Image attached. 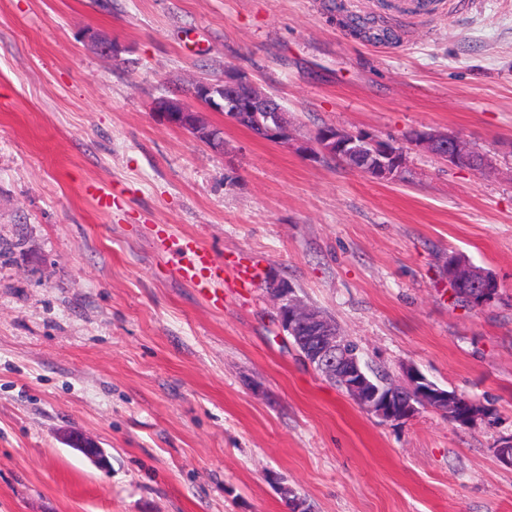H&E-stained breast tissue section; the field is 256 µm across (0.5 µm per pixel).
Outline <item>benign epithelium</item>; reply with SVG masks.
Segmentation results:
<instances>
[{
  "instance_id": "benign-epithelium-1",
  "label": "benign epithelium",
  "mask_w": 512,
  "mask_h": 512,
  "mask_svg": "<svg viewBox=\"0 0 512 512\" xmlns=\"http://www.w3.org/2000/svg\"><path fill=\"white\" fill-rule=\"evenodd\" d=\"M192 94L200 106H192L181 98H162L157 108L170 125L186 130L217 152L224 150V131L206 119L208 112H222L236 124L250 123L254 127L253 135L259 139L291 145L315 159H337L347 168L379 182L402 177L409 149L424 150L452 167L478 170L476 148L448 132L418 130L406 150L396 141L336 126L320 127L304 138L288 125L286 108L246 78L227 71L220 81L196 82ZM447 268L450 287L482 289V305L494 299L499 291L500 284L491 273L461 255L454 256ZM269 290L282 329L298 340L307 364L328 383L341 386L346 396L365 412L382 421L399 422L423 409H433L466 426L480 415L478 403L436 388L409 367L403 371L402 381H390L384 386L375 384L362 371L356 352L349 347L348 339L336 323L305 305L284 280L272 284ZM496 456L500 463L512 467V435L499 439Z\"/></svg>"
}]
</instances>
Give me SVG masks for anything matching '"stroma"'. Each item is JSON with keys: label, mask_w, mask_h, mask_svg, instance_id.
Returning a JSON list of instances; mask_svg holds the SVG:
<instances>
[{"label": "stroma", "mask_w": 512, "mask_h": 512, "mask_svg": "<svg viewBox=\"0 0 512 512\" xmlns=\"http://www.w3.org/2000/svg\"><path fill=\"white\" fill-rule=\"evenodd\" d=\"M337 1L0 0V512H288V488L310 512H512V0L426 19L341 0L393 31L380 44ZM228 71L302 136L439 129L494 166L412 150L377 182L212 112L217 153L155 110ZM162 230L223 287L183 281ZM454 252L496 299L454 304ZM280 279L370 368L415 367L486 417L367 414L279 327ZM178 257L177 272L196 288H208L224 280V266L213 260L210 253L191 237H184L174 251Z\"/></svg>", "instance_id": "obj_1"}]
</instances>
